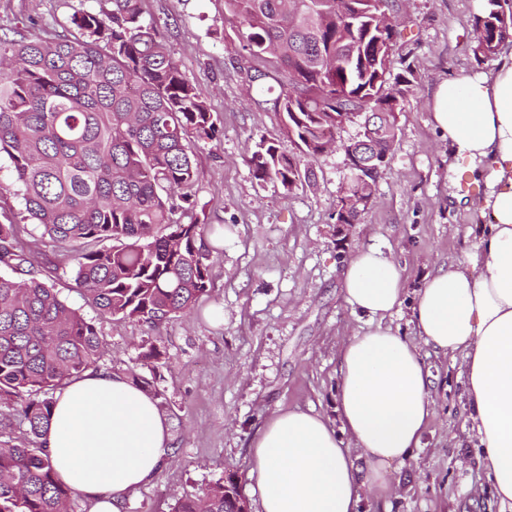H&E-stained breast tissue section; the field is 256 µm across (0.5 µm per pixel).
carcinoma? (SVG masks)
Listing matches in <instances>:
<instances>
[{"label": "carcinoma", "instance_id": "1", "mask_svg": "<svg viewBox=\"0 0 512 512\" xmlns=\"http://www.w3.org/2000/svg\"><path fill=\"white\" fill-rule=\"evenodd\" d=\"M391 0H224L241 28V50L276 62L278 87L253 76L260 104L284 116L299 154L273 142L248 158L254 178L290 191L336 144L332 114L383 112L380 137L394 141L412 85L369 52ZM505 0H484L475 17L477 62L512 39ZM80 36L0 35V156L31 220L65 253L74 280L102 317L155 324L178 316L210 286L207 225L174 219V194L199 181L193 148L214 138L208 95L187 81L142 17L140 0H112V13L73 18ZM19 225L0 222V402L25 424V443L0 429V512H69L74 489L60 482L42 437L54 395L96 368L95 322L39 278V261L18 246ZM234 477L188 497L174 512H232Z\"/></svg>", "mask_w": 512, "mask_h": 512}]
</instances>
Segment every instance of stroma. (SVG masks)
<instances>
[{
	"label": "stroma",
	"mask_w": 512,
	"mask_h": 512,
	"mask_svg": "<svg viewBox=\"0 0 512 512\" xmlns=\"http://www.w3.org/2000/svg\"><path fill=\"white\" fill-rule=\"evenodd\" d=\"M483 0H398L399 23L390 72L416 79L398 114L397 138L368 208L346 235L332 214L347 176L332 151L314 165L313 182L292 190L254 179L247 158L259 140L296 154L278 112L256 104L249 87L254 60L240 54L236 25L224 0H142L145 19L182 75L204 88L217 127L200 145V179L181 222L224 230L205 237L210 287L187 312L155 326L98 316L79 291L71 264L43 267L68 306L95 320L103 338L101 371L128 375L142 351L161 354L154 381L170 426L165 468L135 491L126 512H173L183 499L235 475L250 512L258 510L251 473L253 444L277 410L314 409L331 427L336 413L338 350L368 328L345 300L343 271L356 252L377 248L403 270L406 300L393 321L413 337L412 304L425 277L454 269L474 251L489 213L475 208L485 186L465 162L450 177L452 151L435 132L430 102L439 83L462 73L489 72L477 63L474 19ZM112 0H0V28L43 36L74 32V16L111 13ZM20 226L25 249L52 253L49 238L27 220L20 196H0V213ZM435 414L420 448L393 464L388 500L364 495L362 512H501L478 464L459 364L422 346Z\"/></svg>",
	"instance_id": "obj_1"
}]
</instances>
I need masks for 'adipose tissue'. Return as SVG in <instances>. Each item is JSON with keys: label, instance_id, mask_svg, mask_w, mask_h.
<instances>
[{"label": "adipose tissue", "instance_id": "1", "mask_svg": "<svg viewBox=\"0 0 512 512\" xmlns=\"http://www.w3.org/2000/svg\"><path fill=\"white\" fill-rule=\"evenodd\" d=\"M430 111L441 139L484 179L480 208L492 221L478 252L427 277L411 308L412 341L391 320L405 300L399 265L378 249L349 259L345 299L369 328L340 350L342 427L330 429L311 410L268 419L252 460L260 512H360L361 489L391 495L392 465L420 447L434 414L423 344L459 360L481 466L512 512V55L491 72L442 81ZM169 438L152 396L123 375L89 370L57 391L43 440L59 479L90 512H125L131 494L163 468ZM355 448L370 463L362 479Z\"/></svg>", "mask_w": 512, "mask_h": 512}]
</instances>
